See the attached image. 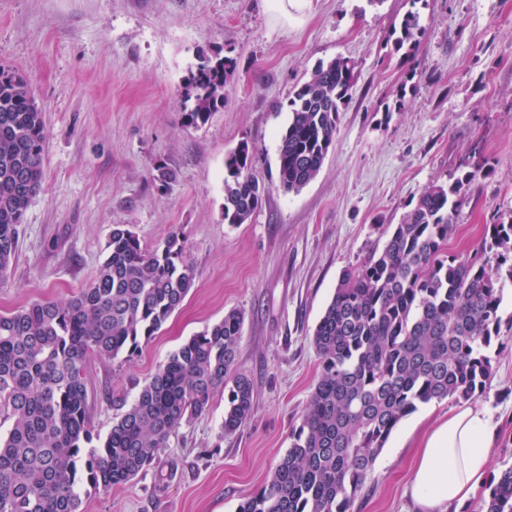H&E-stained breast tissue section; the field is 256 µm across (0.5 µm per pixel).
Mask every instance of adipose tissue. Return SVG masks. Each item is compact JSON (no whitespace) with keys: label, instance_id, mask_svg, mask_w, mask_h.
<instances>
[{"label":"adipose tissue","instance_id":"ef3b65f1","mask_svg":"<svg viewBox=\"0 0 512 512\" xmlns=\"http://www.w3.org/2000/svg\"><path fill=\"white\" fill-rule=\"evenodd\" d=\"M494 430L486 411L451 410L423 437L411 496L416 512H455L475 498L488 468Z\"/></svg>","mask_w":512,"mask_h":512}]
</instances>
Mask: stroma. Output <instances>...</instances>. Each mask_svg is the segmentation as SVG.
<instances>
[{
	"mask_svg": "<svg viewBox=\"0 0 512 512\" xmlns=\"http://www.w3.org/2000/svg\"><path fill=\"white\" fill-rule=\"evenodd\" d=\"M419 17L417 49L389 32ZM236 58L224 106L183 117L182 85L204 57ZM354 62L356 83L319 175L297 192L278 177L288 99L322 62ZM0 65L20 68L44 112L43 183L0 281V313L72 297L102 263L114 225L154 249L185 242L193 286L133 356L85 365L93 430L107 434L158 365L190 336L243 312L236 368L251 379L248 423L224 434V398L183 425L153 469L109 492L83 488L81 512H237L283 459L320 374L313 330L344 269L383 244L433 183L476 166L447 251L479 248L512 222V0H316L273 28L265 0H0ZM253 150L265 188L244 224L224 221V160ZM175 174L168 187L156 165ZM474 405L493 416L489 475L512 466V336L492 349ZM455 399L395 428L354 512H413L408 487L429 427Z\"/></svg>",
	"mask_w": 512,
	"mask_h": 512,
	"instance_id": "stroma-1",
	"label": "stroma"
}]
</instances>
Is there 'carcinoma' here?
Masks as SVG:
<instances>
[{"mask_svg": "<svg viewBox=\"0 0 512 512\" xmlns=\"http://www.w3.org/2000/svg\"><path fill=\"white\" fill-rule=\"evenodd\" d=\"M418 16L407 13L393 44L415 46ZM229 57L205 58L186 79L185 115L204 124L224 106ZM355 79L351 60L317 66L288 101L280 139L281 186L298 191L319 174ZM43 109L22 73L0 67V278L15 258L30 204L25 179L43 180ZM252 150L225 159L224 223L245 224L262 205ZM483 171L434 183L382 246L344 270L313 335L320 375L301 424L269 479L239 512H353L392 431L418 406L468 401L492 375L501 334L497 277L483 255H449L462 191ZM484 249L512 255V223L492 226ZM184 242L173 233L152 250L112 228L90 284L65 301H39L0 314V512H80L83 485L110 491L153 467L159 449L224 395L223 432L254 409L251 380L235 365L244 314L232 309L191 336L158 367L104 436L93 434L85 364L133 356L182 305L193 284ZM479 512H512V467L486 485Z\"/></svg>", "mask_w": 512, "mask_h": 512, "instance_id": "1", "label": "carcinoma"}]
</instances>
